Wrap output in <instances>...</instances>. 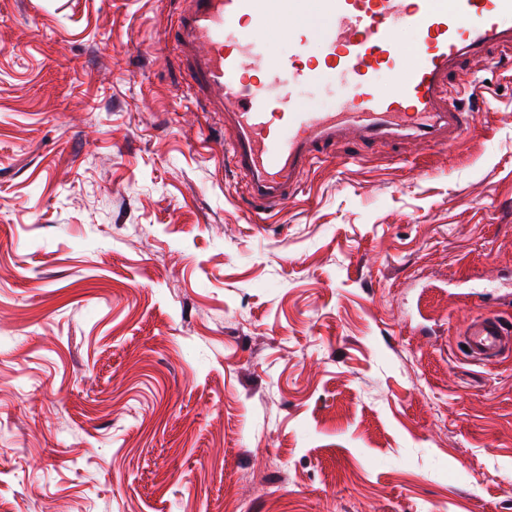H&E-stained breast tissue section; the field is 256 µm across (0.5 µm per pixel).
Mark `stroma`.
I'll return each instance as SVG.
<instances>
[{"instance_id": "35a3bbf8", "label": "stroma", "mask_w": 512, "mask_h": 512, "mask_svg": "<svg viewBox=\"0 0 512 512\" xmlns=\"http://www.w3.org/2000/svg\"><path fill=\"white\" fill-rule=\"evenodd\" d=\"M185 0H0V512H512V50L449 143L348 142L273 213ZM467 356L478 364L494 363L512 353V326L486 310L469 318L461 332Z\"/></svg>"}]
</instances>
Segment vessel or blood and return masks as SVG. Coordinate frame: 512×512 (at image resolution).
<instances>
[{
  "instance_id": "1",
  "label": "vessel or blood",
  "mask_w": 512,
  "mask_h": 512,
  "mask_svg": "<svg viewBox=\"0 0 512 512\" xmlns=\"http://www.w3.org/2000/svg\"><path fill=\"white\" fill-rule=\"evenodd\" d=\"M175 21L188 85L222 113L226 156L241 191L263 210L277 209L299 179L339 143L397 129L429 138L457 136L471 109L448 88L461 56L512 44V0H323L321 62H302L308 45L294 23L290 54L272 58L257 31L281 0H186ZM407 29L410 46L396 35ZM344 78L351 92L316 112L301 91ZM468 358L490 364L512 354V324L484 311L462 329Z\"/></svg>"
}]
</instances>
